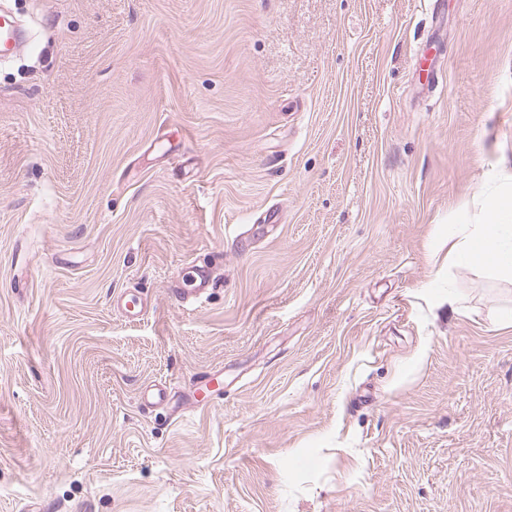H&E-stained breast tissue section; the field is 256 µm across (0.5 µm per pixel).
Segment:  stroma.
I'll list each match as a JSON object with an SVG mask.
<instances>
[{"mask_svg":"<svg viewBox=\"0 0 512 512\" xmlns=\"http://www.w3.org/2000/svg\"><path fill=\"white\" fill-rule=\"evenodd\" d=\"M1 4L0 512H512V0ZM23 40L16 20L9 13L0 12V55L6 58ZM493 194L483 185L471 224L448 234V269H482L512 284V169L502 167ZM195 275L192 276L191 288H171L172 292L181 300H198L206 295L210 290L212 274L209 269L196 268ZM220 371L207 372L202 380L199 381L195 392H194V400L198 403H207L209 402V397L214 395H219L224 392V387L218 380V376ZM206 392L209 393V396H206Z\"/></svg>","mask_w":512,"mask_h":512,"instance_id":"stroma-1","label":"stroma"}]
</instances>
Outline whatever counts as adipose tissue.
Returning <instances> with one entry per match:
<instances>
[{
  "label": "adipose tissue",
  "mask_w": 512,
  "mask_h": 512,
  "mask_svg": "<svg viewBox=\"0 0 512 512\" xmlns=\"http://www.w3.org/2000/svg\"><path fill=\"white\" fill-rule=\"evenodd\" d=\"M494 190L479 189L471 223L448 235L449 269H481L512 283V169L501 168Z\"/></svg>",
  "instance_id": "adipose-tissue-1"
}]
</instances>
